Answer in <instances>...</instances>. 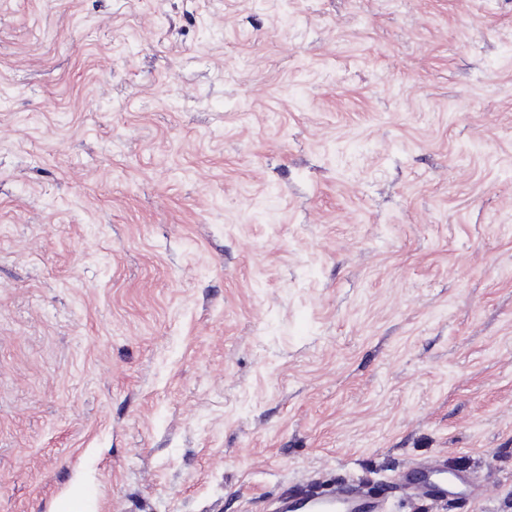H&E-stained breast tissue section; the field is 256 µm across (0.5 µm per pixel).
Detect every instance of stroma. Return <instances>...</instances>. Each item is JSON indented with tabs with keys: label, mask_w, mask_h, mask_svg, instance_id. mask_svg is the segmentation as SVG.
Returning a JSON list of instances; mask_svg holds the SVG:
<instances>
[{
	"label": "stroma",
	"mask_w": 512,
	"mask_h": 512,
	"mask_svg": "<svg viewBox=\"0 0 512 512\" xmlns=\"http://www.w3.org/2000/svg\"><path fill=\"white\" fill-rule=\"evenodd\" d=\"M435 458L512 512V0H0V512Z\"/></svg>",
	"instance_id": "35a3bbf8"
}]
</instances>
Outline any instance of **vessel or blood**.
<instances>
[{
	"label": "vessel or blood",
	"instance_id": "vessel-or-blood-1",
	"mask_svg": "<svg viewBox=\"0 0 512 512\" xmlns=\"http://www.w3.org/2000/svg\"><path fill=\"white\" fill-rule=\"evenodd\" d=\"M445 461L436 459L397 475L389 483L390 490L411 492L420 498L442 500L448 496L443 478ZM382 512L383 503L355 480L348 479L329 490L301 489L288 501V512Z\"/></svg>",
	"mask_w": 512,
	"mask_h": 512
}]
</instances>
